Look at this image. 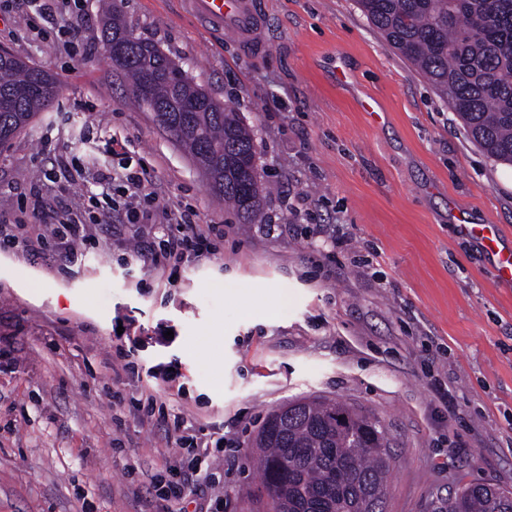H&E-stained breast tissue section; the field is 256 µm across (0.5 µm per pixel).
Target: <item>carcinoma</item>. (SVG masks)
I'll use <instances>...</instances> for the list:
<instances>
[{
    "label": "carcinoma",
    "instance_id": "carcinoma-1",
    "mask_svg": "<svg viewBox=\"0 0 512 512\" xmlns=\"http://www.w3.org/2000/svg\"><path fill=\"white\" fill-rule=\"evenodd\" d=\"M386 42L436 88L468 136L492 160L512 164V0H356ZM118 70L132 99L164 118L162 130L189 154L213 193L254 224L261 213L254 130L237 110L212 98L157 45L106 18ZM152 82L139 93L146 77ZM59 95L55 77L14 55L0 56V146ZM262 489L274 512H385L391 456L369 415L318 398L272 414L256 438ZM435 512H512V491L462 482Z\"/></svg>",
    "mask_w": 512,
    "mask_h": 512
}]
</instances>
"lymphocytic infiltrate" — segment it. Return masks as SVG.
<instances>
[{"label":"lymphocytic infiltrate","mask_w":512,"mask_h":512,"mask_svg":"<svg viewBox=\"0 0 512 512\" xmlns=\"http://www.w3.org/2000/svg\"><path fill=\"white\" fill-rule=\"evenodd\" d=\"M112 157L117 160V167H101L96 184L105 189L113 182H123V207L136 241L133 255L143 261L155 279L171 278L174 269L189 258L213 255L214 243L224 237L223 225L197 223V213L190 206L162 201L148 168L141 163L130 164L126 150H113ZM85 240L82 225L61 222L39 225L35 239L14 237L7 244L44 256L62 250L73 263L79 257L77 243ZM201 465V459L195 458L180 469L169 466L166 476L155 477L152 482L156 500H184Z\"/></svg>","instance_id":"f902f5d3"}]
</instances>
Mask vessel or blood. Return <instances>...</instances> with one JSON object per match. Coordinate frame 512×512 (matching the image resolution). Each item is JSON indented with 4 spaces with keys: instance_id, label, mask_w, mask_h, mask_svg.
Instances as JSON below:
<instances>
[{
    "instance_id": "1",
    "label": "vessel or blood",
    "mask_w": 512,
    "mask_h": 512,
    "mask_svg": "<svg viewBox=\"0 0 512 512\" xmlns=\"http://www.w3.org/2000/svg\"><path fill=\"white\" fill-rule=\"evenodd\" d=\"M216 39L231 35L246 47L262 48L264 16L256 0H184Z\"/></svg>"
}]
</instances>
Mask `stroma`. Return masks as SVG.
Instances as JSON below:
<instances>
[{
    "label": "stroma",
    "mask_w": 512,
    "mask_h": 512,
    "mask_svg": "<svg viewBox=\"0 0 512 512\" xmlns=\"http://www.w3.org/2000/svg\"><path fill=\"white\" fill-rule=\"evenodd\" d=\"M114 2L254 125L271 192L262 223H240L129 103L101 0L51 19L0 0V47L61 87L0 150V231L21 236L60 211L94 237L74 264L0 247V347L15 357L0 368V512H163L146 485L179 451L138 411L149 393L186 438L232 442L184 512H263L251 442L309 396L379 421L393 454L386 512H432L462 481L512 490V285L459 231L496 224L512 247V166L482 152L355 0H259L257 52L211 40L182 0ZM115 141L166 200L223 225L216 255L167 283L148 275L117 228L122 188L94 184ZM160 328L174 333L163 345ZM121 330L142 339L127 358Z\"/></svg>",
    "instance_id": "stroma-1"
}]
</instances>
